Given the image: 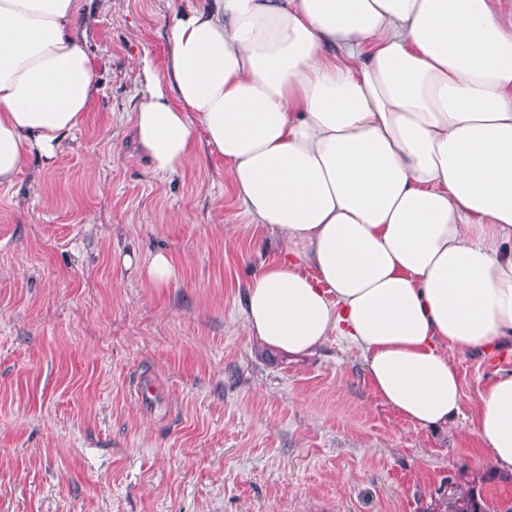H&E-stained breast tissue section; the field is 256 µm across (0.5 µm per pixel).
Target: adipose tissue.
<instances>
[{
	"instance_id": "adipose-tissue-1",
	"label": "adipose tissue",
	"mask_w": 512,
	"mask_h": 512,
	"mask_svg": "<svg viewBox=\"0 0 512 512\" xmlns=\"http://www.w3.org/2000/svg\"><path fill=\"white\" fill-rule=\"evenodd\" d=\"M76 0H0V186L56 160L97 74ZM133 138L163 175L197 134L273 245L244 289L251 340L356 347L384 404L447 426L450 350L512 342V33L489 0H198L167 19ZM475 432L512 472V370Z\"/></svg>"
}]
</instances>
